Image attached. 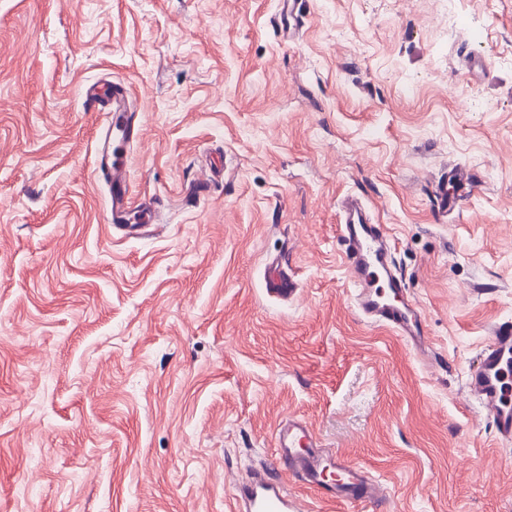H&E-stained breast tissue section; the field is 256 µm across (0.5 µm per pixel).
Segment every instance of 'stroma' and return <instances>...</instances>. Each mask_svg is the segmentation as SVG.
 I'll use <instances>...</instances> for the list:
<instances>
[{"instance_id": "35a3bbf8", "label": "stroma", "mask_w": 512, "mask_h": 512, "mask_svg": "<svg viewBox=\"0 0 512 512\" xmlns=\"http://www.w3.org/2000/svg\"><path fill=\"white\" fill-rule=\"evenodd\" d=\"M0 0V512H230L291 416L379 478L354 512H512L467 393L512 320V0ZM141 107L126 239L92 175ZM479 187L436 208L448 168ZM385 228L429 349L360 320L339 200ZM299 284L267 296L268 259ZM84 107L88 110H106L112 118L113 146L112 155L99 156L95 174L109 184L110 202L105 212L107 223L113 224V230H123L128 234H138L150 228H157V216L150 203L141 202L136 213L126 218L132 206L130 200L129 173L132 154L129 144L141 134L137 110L131 108L133 101L127 87L112 84V96L101 95L96 84L87 87L84 94ZM137 224H123L126 222Z\"/></svg>"}]
</instances>
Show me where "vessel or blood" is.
I'll use <instances>...</instances> for the list:
<instances>
[{"mask_svg": "<svg viewBox=\"0 0 512 512\" xmlns=\"http://www.w3.org/2000/svg\"><path fill=\"white\" fill-rule=\"evenodd\" d=\"M84 106L106 110L112 120L111 154H103L95 173L109 184L107 223L126 233L137 234L155 227L157 216L150 203L132 205L129 173L131 141L139 139L140 122L127 87L113 84L111 95L88 86ZM340 232L346 243L345 264L357 289L356 309L366 323L411 335L416 348L426 343L417 336L414 305L401 278L390 265V246L381 225L375 224L360 202L345 198ZM265 288L281 298L293 296L297 281L285 267H274ZM466 387L481 407L492 416L502 443H512V321L493 324L478 364L467 378ZM276 453L289 471L298 475L320 499L336 506H353L381 498L379 481L363 467L343 455L321 450L318 439L305 422L281 421L275 431ZM233 512H302L300 499L293 497L285 481L267 469L256 470L239 483L232 494Z\"/></svg>", "mask_w": 512, "mask_h": 512, "instance_id": "vessel-or-blood-1", "label": "vessel or blood"}]
</instances>
